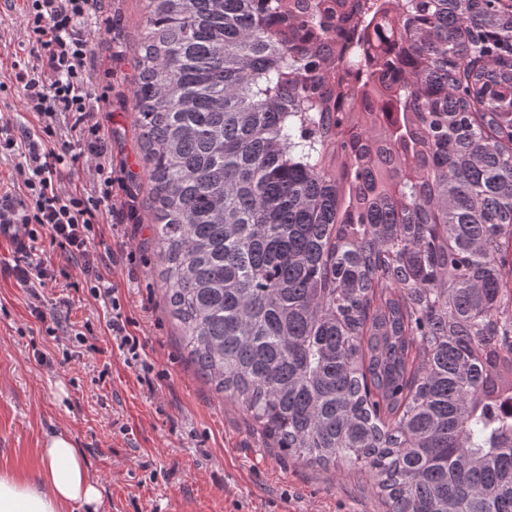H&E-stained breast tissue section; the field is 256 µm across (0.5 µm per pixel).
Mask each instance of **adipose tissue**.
Wrapping results in <instances>:
<instances>
[{
	"label": "adipose tissue",
	"instance_id": "obj_1",
	"mask_svg": "<svg viewBox=\"0 0 512 512\" xmlns=\"http://www.w3.org/2000/svg\"><path fill=\"white\" fill-rule=\"evenodd\" d=\"M36 475H0V512H102V493L71 434L46 437Z\"/></svg>",
	"mask_w": 512,
	"mask_h": 512
}]
</instances>
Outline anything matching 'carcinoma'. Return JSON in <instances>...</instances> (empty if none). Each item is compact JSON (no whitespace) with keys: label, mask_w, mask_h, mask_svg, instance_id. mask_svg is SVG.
Listing matches in <instances>:
<instances>
[{"label":"carcinoma","mask_w":512,"mask_h":512,"mask_svg":"<svg viewBox=\"0 0 512 512\" xmlns=\"http://www.w3.org/2000/svg\"><path fill=\"white\" fill-rule=\"evenodd\" d=\"M512 0H147L130 62L197 371L386 512H512Z\"/></svg>","instance_id":"carcinoma-1"}]
</instances>
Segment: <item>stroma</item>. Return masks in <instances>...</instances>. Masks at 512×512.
Masks as SVG:
<instances>
[{
	"instance_id": "1",
	"label": "stroma",
	"mask_w": 512,
	"mask_h": 512,
	"mask_svg": "<svg viewBox=\"0 0 512 512\" xmlns=\"http://www.w3.org/2000/svg\"><path fill=\"white\" fill-rule=\"evenodd\" d=\"M21 6H0V77L26 39ZM144 7V0H111L85 21L93 51L112 59L92 71L89 87L112 101L97 120L113 175L124 181L125 206L101 225L97 250L114 257L108 278L139 357L129 359L109 335V315L89 294L82 269L49 245L44 259L68 270L72 285L47 283L42 312L32 314L10 272L15 249L1 242L0 473H36L45 436L65 429L85 453L107 512H383L370 479L295 463L267 447L188 358L163 299L131 108L129 59ZM78 331L85 336L79 347ZM72 348L78 356L64 360Z\"/></svg>"
}]
</instances>
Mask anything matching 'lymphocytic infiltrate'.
<instances>
[{"label":"lymphocytic infiltrate","instance_id":"obj_1","mask_svg":"<svg viewBox=\"0 0 512 512\" xmlns=\"http://www.w3.org/2000/svg\"><path fill=\"white\" fill-rule=\"evenodd\" d=\"M97 2L25 0L22 14L32 45L15 57L8 81H0V92L21 90L26 111L46 122L57 113L69 114L76 142L59 149L50 142L53 131L48 125L34 134L23 126L0 124V154L19 157L24 188L19 195L8 190L0 194V229L25 238L12 272L34 300L46 281L57 278L54 270L32 260L40 231H47L67 260L85 270L90 295L110 313L113 337L133 354L139 342L126 329L120 301L102 273L106 258L95 249L96 227L112 214L115 183L111 151L96 120L111 103L89 89L93 53L83 22ZM84 160L94 164L89 188L62 189L65 169Z\"/></svg>","mask_w":512,"mask_h":512}]
</instances>
